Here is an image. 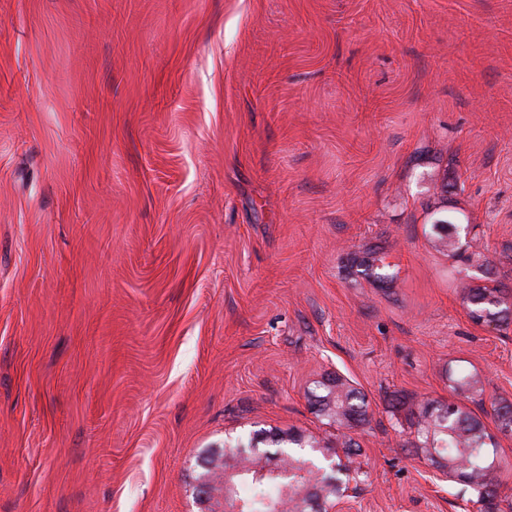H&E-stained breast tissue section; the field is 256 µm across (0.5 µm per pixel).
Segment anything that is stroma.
I'll list each match as a JSON object with an SVG mask.
<instances>
[{
  "label": "stroma",
  "instance_id": "35a3bbf8",
  "mask_svg": "<svg viewBox=\"0 0 512 512\" xmlns=\"http://www.w3.org/2000/svg\"><path fill=\"white\" fill-rule=\"evenodd\" d=\"M467 275L512 292V0H0V512H199L202 449L335 439L329 372L370 403L335 512H477L406 445L452 363L512 512ZM467 225L452 224H432V230L438 239V242L448 250V256L452 258H462L463 251L459 245L461 233L467 229ZM360 266L364 267L362 273L365 276L373 278L376 281L384 283L392 281L394 278V274L390 273L392 265L386 263L385 258L380 256L378 252L368 253L367 257L360 263ZM448 387L457 395L469 398L474 393H482L483 386L480 375L475 370L465 367L448 368Z\"/></svg>",
  "mask_w": 512,
  "mask_h": 512
}]
</instances>
